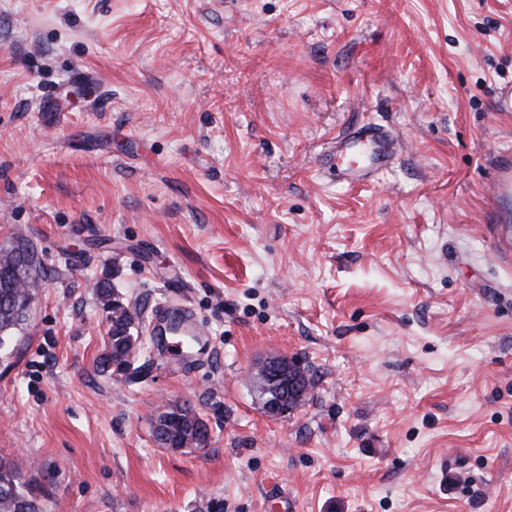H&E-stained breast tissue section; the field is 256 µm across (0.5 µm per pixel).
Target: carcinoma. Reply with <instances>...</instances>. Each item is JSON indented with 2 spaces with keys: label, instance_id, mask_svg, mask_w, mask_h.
Masks as SVG:
<instances>
[{
  "label": "carcinoma",
  "instance_id": "1",
  "mask_svg": "<svg viewBox=\"0 0 512 512\" xmlns=\"http://www.w3.org/2000/svg\"><path fill=\"white\" fill-rule=\"evenodd\" d=\"M43 266L34 246L24 239L0 248V351L7 348L27 320L30 299L38 287ZM98 299L104 310L113 313L114 290L106 282L96 284ZM134 316L122 313L110 319L107 350L98 362L102 373H114L113 365L129 361L136 354V338L131 333ZM157 441L171 448L208 441L206 421L191 407L168 406L153 421ZM24 467L0 460V512H46L49 490L35 486L23 475Z\"/></svg>",
  "mask_w": 512,
  "mask_h": 512
}]
</instances>
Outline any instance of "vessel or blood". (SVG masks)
<instances>
[{
	"mask_svg": "<svg viewBox=\"0 0 512 512\" xmlns=\"http://www.w3.org/2000/svg\"><path fill=\"white\" fill-rule=\"evenodd\" d=\"M396 147L385 131L363 126L339 138L330 156L339 181L359 183L369 180L377 171L388 166ZM494 199L499 205L512 209V159L502 161L494 180ZM167 332L170 336L166 351L172 357L185 359L183 335L197 336L201 330L192 315L181 306L166 311Z\"/></svg>",
	"mask_w": 512,
	"mask_h": 512,
	"instance_id": "1",
	"label": "vessel or blood"
}]
</instances>
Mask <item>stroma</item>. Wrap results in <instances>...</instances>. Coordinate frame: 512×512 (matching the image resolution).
Returning a JSON list of instances; mask_svg holds the SVG:
<instances>
[{
	"label": "stroma",
	"instance_id": "1",
	"mask_svg": "<svg viewBox=\"0 0 512 512\" xmlns=\"http://www.w3.org/2000/svg\"><path fill=\"white\" fill-rule=\"evenodd\" d=\"M507 84L512 0H0V248L46 269L0 459L48 512H512ZM362 123L401 151L351 187L325 157ZM98 279L133 373L97 369ZM172 300L189 362L149 335ZM284 356L315 386L276 419L249 373ZM185 403L208 442L163 447ZM494 200L499 205H506L512 211V159L506 158L500 164L494 180ZM167 332L170 336L191 335L198 336L201 330L192 315L185 307H170L166 311V320L164 326H167Z\"/></svg>",
	"mask_w": 512,
	"mask_h": 512
}]
</instances>
